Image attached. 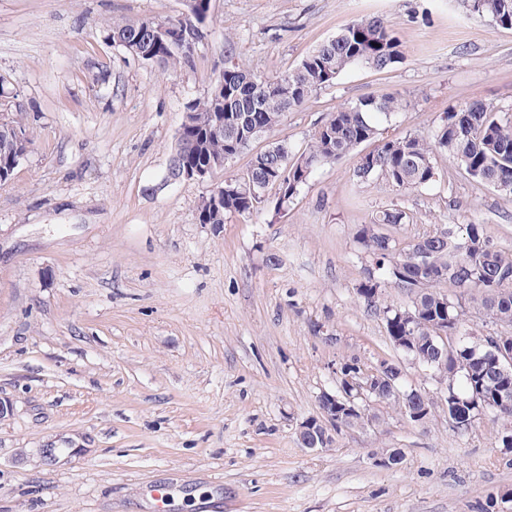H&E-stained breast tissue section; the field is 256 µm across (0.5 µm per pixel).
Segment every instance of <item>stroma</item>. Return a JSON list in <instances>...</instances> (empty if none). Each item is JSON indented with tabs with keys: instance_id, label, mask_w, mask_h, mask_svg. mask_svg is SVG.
<instances>
[{
	"instance_id": "obj_1",
	"label": "stroma",
	"mask_w": 512,
	"mask_h": 512,
	"mask_svg": "<svg viewBox=\"0 0 512 512\" xmlns=\"http://www.w3.org/2000/svg\"><path fill=\"white\" fill-rule=\"evenodd\" d=\"M210 5L192 65L165 71L107 31L176 17L183 0H0V114L31 140L0 183V512H477L489 494L512 495L497 423L454 433L443 400L425 424L371 404L373 423L325 449L297 436L353 358L439 390L357 292L373 265L361 225L396 208L406 219L385 232L398 247L475 223L512 252V195L443 154L424 187L362 180L353 153L318 167L285 213L273 188L220 224L197 210L269 140L303 151L330 113L365 97L407 102L379 123L384 139L432 136L449 107L475 101L512 116V28L461 0ZM372 16L401 63L348 69L210 182L167 183L184 106L226 63L274 77ZM391 448L402 462L376 465Z\"/></svg>"
}]
</instances>
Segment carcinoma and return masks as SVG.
Wrapping results in <instances>:
<instances>
[{
    "instance_id": "carcinoma-1",
    "label": "carcinoma",
    "mask_w": 512,
    "mask_h": 512,
    "mask_svg": "<svg viewBox=\"0 0 512 512\" xmlns=\"http://www.w3.org/2000/svg\"><path fill=\"white\" fill-rule=\"evenodd\" d=\"M472 16L488 18L512 28V0H464ZM210 0H192L176 18H141L112 26V41L138 59L164 70L192 62L204 38L202 26ZM401 44L383 19H362L320 44L292 70L274 78L261 77L243 65H231L214 79L207 93L184 106L188 121L181 122L173 154L180 168L208 167L248 150L256 140L270 135L288 113L302 108L314 92L332 84L353 66L384 71L401 62ZM398 96L364 98L331 113L308 147L295 153L284 141L273 142L255 154L246 171L224 181L201 197L197 210L202 224H222L228 213L250 214L262 203L266 190L276 185L277 209L288 204L314 170L333 163L363 143L376 138L379 118L405 110ZM224 121V132L215 125ZM30 139L18 141L8 124L0 125V180L7 181L16 162L28 151ZM448 155L452 164L473 180L505 187L512 194V118L497 116V109L473 102L448 109L445 122L432 138L406 136L386 140L359 157L356 177L382 176L398 188H416L435 181V156ZM404 214L387 209L357 231L358 242L376 259L375 266L357 287L364 298L381 296L392 283L415 293L408 309L379 303L391 341L403 337L397 349L443 381L448 394V427L467 432L480 416L490 414L499 423L495 439L512 443V373L497 366L499 349L494 338L474 346L461 341L464 308L481 302L494 322L512 323V253L497 248L483 224L437 228L399 251L381 227L400 224ZM442 283L458 288L455 298L437 291ZM448 336V354L441 351L439 334ZM395 364L381 372L371 399L390 404L399 414L419 413L427 422L430 397L420 389L401 390Z\"/></svg>"
}]
</instances>
